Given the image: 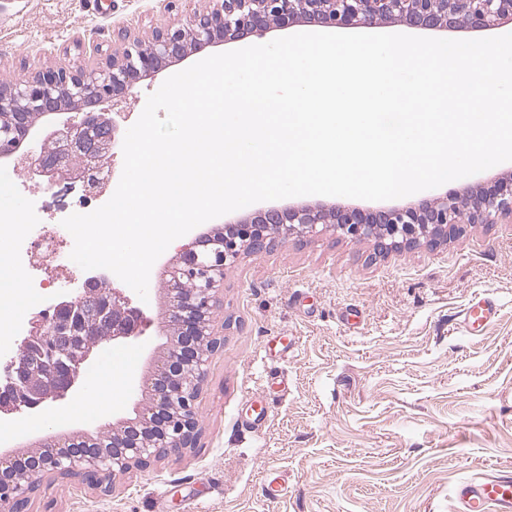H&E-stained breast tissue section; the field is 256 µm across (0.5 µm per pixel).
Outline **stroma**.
I'll return each mask as SVG.
<instances>
[{"label": "stroma", "instance_id": "1", "mask_svg": "<svg viewBox=\"0 0 512 512\" xmlns=\"http://www.w3.org/2000/svg\"><path fill=\"white\" fill-rule=\"evenodd\" d=\"M211 0H0V84L52 66L88 65L89 47L119 52L123 33L209 9ZM249 208L197 226L154 263L148 324L115 344L135 375L100 418L42 426L22 409L0 452L51 448L132 418L165 337V272L194 234L223 230ZM499 313L467 331L462 312L483 296ZM211 355L196 400L199 439L118 475L110 491L50 475L24 512H451L462 479L512 470V220L466 224L439 246L376 253L331 230L275 235L241 255L215 294ZM279 479L278 496L265 482Z\"/></svg>", "mask_w": 512, "mask_h": 512}]
</instances>
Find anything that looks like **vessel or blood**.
<instances>
[{
  "mask_svg": "<svg viewBox=\"0 0 512 512\" xmlns=\"http://www.w3.org/2000/svg\"><path fill=\"white\" fill-rule=\"evenodd\" d=\"M498 312L496 302L483 297L466 310L463 323L474 330L492 322ZM452 512H512V471L504 470L484 479H465L451 491Z\"/></svg>",
  "mask_w": 512,
  "mask_h": 512,
  "instance_id": "obj_1",
  "label": "vessel or blood"
}]
</instances>
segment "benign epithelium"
Wrapping results in <instances>:
<instances>
[{"mask_svg": "<svg viewBox=\"0 0 512 512\" xmlns=\"http://www.w3.org/2000/svg\"><path fill=\"white\" fill-rule=\"evenodd\" d=\"M401 20L420 29L475 32L494 29L512 20V0H214L213 8L193 13L185 21L156 30L148 42L126 38L117 55H107L103 65L87 69L60 63L35 72L12 87H0V113L10 117L0 126V139L17 133L30 134L33 120L68 111L66 102L80 104L76 122L51 127L52 138L63 150L96 157L87 141L88 129L102 124L108 149L120 145L116 121L105 116L103 104L119 106L134 96L138 85L158 73L170 61L184 60L219 43L262 38L274 29H287L302 20L321 27L347 29L373 27L383 21ZM31 165H48L45 142L29 143ZM512 218V178L500 177L477 185L462 195L447 191L417 204L384 210H364L349 205L330 209L288 206L258 210L231 221L225 232L203 235L185 245L169 271L173 302L170 325L175 341L162 356L152 378V404L136 416V422L112 428V451L85 447L80 451L60 448L42 451L23 462L0 456V512H22L42 474L81 475L99 488L109 489L112 479L133 467L147 464L161 454H178L197 444L195 401L207 371L213 343L207 342L215 292L224 268L244 252L260 253L270 235L282 228L312 233L328 224L358 240L375 241L382 248H412L453 234L460 224H494ZM92 306L94 317L112 312V330L93 345L81 340V329L62 336L57 330L62 310ZM142 315L122 293L111 290L100 296L88 283L30 319V336L0 379L7 402L0 418L23 407L45 405L55 409L84 384L96 349L118 339L141 334Z\"/></svg>", "mask_w": 512, "mask_h": 512, "instance_id": "7a95c632", "label": "benign epithelium"}]
</instances>
